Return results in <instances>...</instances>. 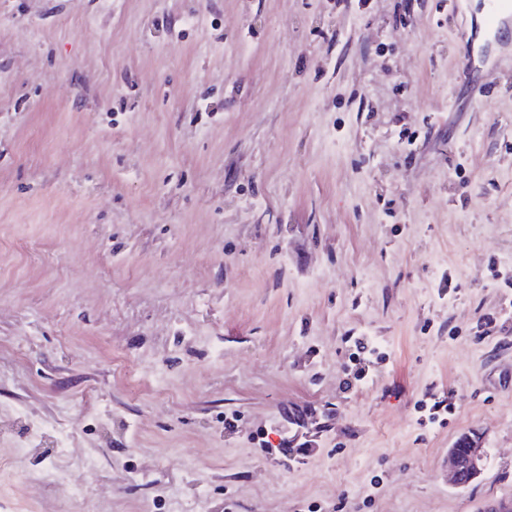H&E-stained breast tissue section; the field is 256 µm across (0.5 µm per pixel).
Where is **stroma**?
<instances>
[{
	"label": "stroma",
	"instance_id": "35a3bbf8",
	"mask_svg": "<svg viewBox=\"0 0 512 512\" xmlns=\"http://www.w3.org/2000/svg\"><path fill=\"white\" fill-rule=\"evenodd\" d=\"M466 2L0 0V512L512 500V39L471 103ZM488 463V454L482 448L480 442L471 436L454 444L448 450V480L457 487L462 486V479H467V484L477 480Z\"/></svg>",
	"mask_w": 512,
	"mask_h": 512
}]
</instances>
